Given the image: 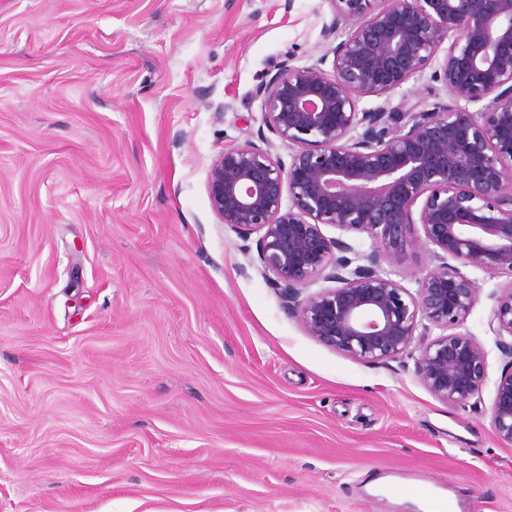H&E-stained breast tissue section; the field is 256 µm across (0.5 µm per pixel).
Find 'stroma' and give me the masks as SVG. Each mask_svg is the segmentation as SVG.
I'll return each instance as SVG.
<instances>
[{
	"label": "stroma",
	"mask_w": 512,
	"mask_h": 512,
	"mask_svg": "<svg viewBox=\"0 0 512 512\" xmlns=\"http://www.w3.org/2000/svg\"><path fill=\"white\" fill-rule=\"evenodd\" d=\"M330 0H0V512H512L488 327L479 395L419 343L359 362L283 309L213 159L264 138L257 87L327 48ZM417 486L396 496L377 487Z\"/></svg>",
	"instance_id": "stroma-1"
}]
</instances>
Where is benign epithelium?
<instances>
[{
    "label": "benign epithelium",
    "instance_id": "benign-epithelium-1",
    "mask_svg": "<svg viewBox=\"0 0 512 512\" xmlns=\"http://www.w3.org/2000/svg\"><path fill=\"white\" fill-rule=\"evenodd\" d=\"M330 40L309 65L283 61L257 89L263 121L292 149L289 163L251 143L212 161L207 190L220 223L259 231L264 273L309 335L362 362L396 358L416 336L422 384L465 402L487 379V354L446 330L467 317L477 282L461 267L512 277V0H330ZM434 67L447 103L391 95ZM384 99L359 107L365 97ZM438 264L412 293L396 267L417 247L415 225ZM363 234L364 252L322 230ZM457 261L453 265L448 259ZM322 279L333 288L304 290ZM489 329L512 356V280L491 294ZM442 330L429 337L431 328ZM491 419L512 443V360Z\"/></svg>",
    "mask_w": 512,
    "mask_h": 512
}]
</instances>
